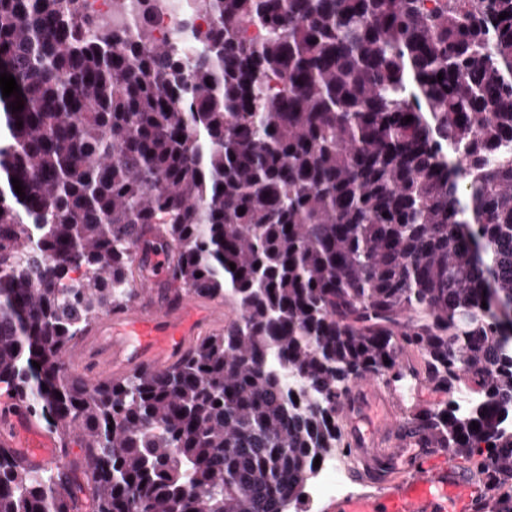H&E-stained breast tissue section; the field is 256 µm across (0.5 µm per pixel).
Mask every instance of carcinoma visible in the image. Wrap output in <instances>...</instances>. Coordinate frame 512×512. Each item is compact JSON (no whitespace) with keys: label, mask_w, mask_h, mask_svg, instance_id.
I'll list each match as a JSON object with an SVG mask.
<instances>
[{"label":"carcinoma","mask_w":512,"mask_h":512,"mask_svg":"<svg viewBox=\"0 0 512 512\" xmlns=\"http://www.w3.org/2000/svg\"><path fill=\"white\" fill-rule=\"evenodd\" d=\"M83 2L0 0V387L83 448L0 449V512H284L401 350L476 386L421 423L512 512V0H195L181 47ZM158 252L237 319L165 370L69 371Z\"/></svg>","instance_id":"obj_1"}]
</instances>
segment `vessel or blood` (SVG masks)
Wrapping results in <instances>:
<instances>
[{
    "mask_svg": "<svg viewBox=\"0 0 512 512\" xmlns=\"http://www.w3.org/2000/svg\"><path fill=\"white\" fill-rule=\"evenodd\" d=\"M213 322L212 307L193 298L147 301L99 320L76 358L95 381L166 368L186 356ZM446 395L406 352L385 376L354 383L342 398L341 416L358 462L354 476L364 490L329 502L326 512H486V481L409 422L422 403L434 405ZM0 447L39 468L56 461L59 444L9 399L0 402Z\"/></svg>",
    "mask_w": 512,
    "mask_h": 512,
    "instance_id": "b4317fda",
    "label": "vessel or blood"
}]
</instances>
